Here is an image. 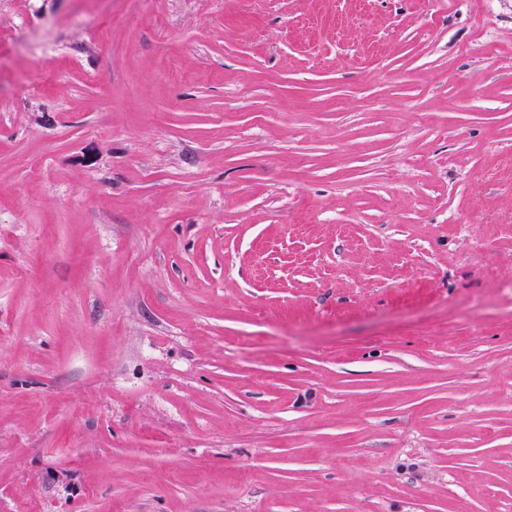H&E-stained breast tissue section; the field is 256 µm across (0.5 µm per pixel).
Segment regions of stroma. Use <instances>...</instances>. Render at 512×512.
Listing matches in <instances>:
<instances>
[{"label": "stroma", "instance_id": "35a3bbf8", "mask_svg": "<svg viewBox=\"0 0 512 512\" xmlns=\"http://www.w3.org/2000/svg\"><path fill=\"white\" fill-rule=\"evenodd\" d=\"M0 512H512V0H0Z\"/></svg>", "mask_w": 512, "mask_h": 512}]
</instances>
